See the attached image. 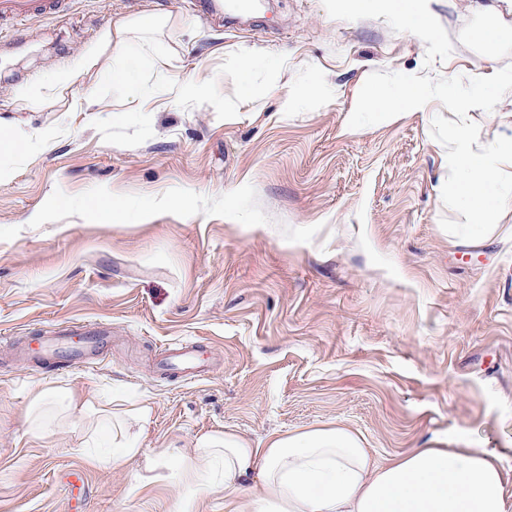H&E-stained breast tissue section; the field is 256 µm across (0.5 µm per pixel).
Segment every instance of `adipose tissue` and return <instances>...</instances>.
<instances>
[{
    "label": "adipose tissue",
    "instance_id": "ef3b65f1",
    "mask_svg": "<svg viewBox=\"0 0 512 512\" xmlns=\"http://www.w3.org/2000/svg\"><path fill=\"white\" fill-rule=\"evenodd\" d=\"M163 14L135 21H113L106 41L112 47L109 76L120 91L137 72L156 60L138 46L135 35L166 25ZM95 416L89 442L102 451L88 455L96 468L109 469L140 452L141 429L152 407L138 402L114 411L54 388L36 391L26 410V433L41 439L59 433L77 416ZM178 475L194 488L177 512H196L199 495L224 490V512H512L505 476L486 448H450L434 438L427 445L377 461L362 438L333 424L274 434L255 443L235 432L201 438L177 459ZM257 475L260 490L246 494Z\"/></svg>",
    "mask_w": 512,
    "mask_h": 512
}]
</instances>
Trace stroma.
<instances>
[{
    "label": "stroma",
    "mask_w": 512,
    "mask_h": 512,
    "mask_svg": "<svg viewBox=\"0 0 512 512\" xmlns=\"http://www.w3.org/2000/svg\"><path fill=\"white\" fill-rule=\"evenodd\" d=\"M362 2L255 0L229 24L204 0H74L69 19L23 22L0 44V135H29L0 155V512H176L187 487L142 484L145 456L327 423L380 460L435 437L495 449L512 506V237L464 246L441 228L455 213L431 136L436 115L454 117L440 102L348 126L371 72L512 65V0H433L418 32L399 0ZM150 12L170 18L145 38L164 70H140L127 92L93 74L39 108L17 100L77 59L111 61L113 21ZM255 55L264 65L245 68ZM190 77L207 91L184 100ZM310 86L285 111L286 92ZM90 87L98 111L72 110ZM468 117L483 145L512 131V91ZM90 322L111 325V353L49 371L41 338ZM175 343L210 357L209 373L157 372ZM38 385L149 400L144 457L91 466L80 419L31 439Z\"/></svg>",
    "instance_id": "35a3bbf8"
}]
</instances>
